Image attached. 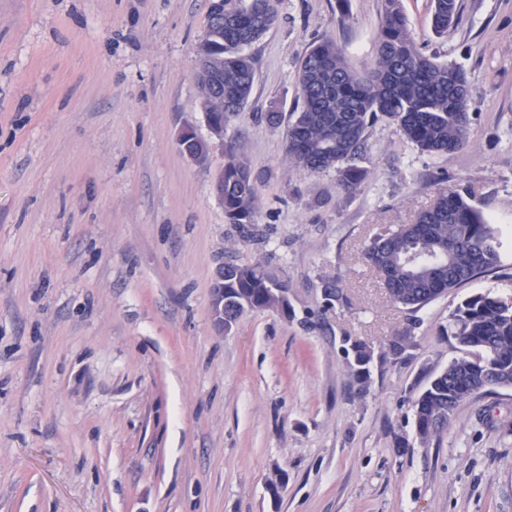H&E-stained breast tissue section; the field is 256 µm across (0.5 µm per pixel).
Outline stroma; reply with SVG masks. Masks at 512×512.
Here are the masks:
<instances>
[{
  "instance_id": "stroma-1",
  "label": "stroma",
  "mask_w": 512,
  "mask_h": 512,
  "mask_svg": "<svg viewBox=\"0 0 512 512\" xmlns=\"http://www.w3.org/2000/svg\"><path fill=\"white\" fill-rule=\"evenodd\" d=\"M402 2L419 46L467 74L470 141L432 155L377 122L347 194L291 167L265 114L295 110L297 62L323 37L369 69L380 0H349L344 21L336 0H279L220 143L195 85L208 0H0V512H512V389L426 444L413 407L463 354L456 307L512 295V0H459L444 36L430 0ZM183 128L209 141L205 164ZM229 142L265 176L245 230L212 190ZM462 188L500 231L498 267L409 314L363 244ZM222 261L275 270L290 315L220 331ZM350 339L374 350L363 384Z\"/></svg>"
}]
</instances>
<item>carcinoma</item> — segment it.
I'll return each mask as SVG.
<instances>
[{
  "instance_id": "obj_1",
  "label": "carcinoma",
  "mask_w": 512,
  "mask_h": 512,
  "mask_svg": "<svg viewBox=\"0 0 512 512\" xmlns=\"http://www.w3.org/2000/svg\"><path fill=\"white\" fill-rule=\"evenodd\" d=\"M278 0H224V17L210 8L207 37L198 54L224 81V101L207 108L217 125L245 108L254 83L246 48L274 24ZM380 30L372 67L359 73L333 39L311 46L298 66L301 107L288 117L285 155L309 175L333 172L353 194L367 178L359 165L368 129L383 120L421 151L454 153L468 143L471 90L465 72L417 46L402 0H381ZM457 0H432L430 24L439 34L458 22ZM224 215L231 224L255 223L263 175L234 143L225 145ZM469 192L450 191L411 224L374 233L363 258L391 300L410 312L491 271L498 262L497 230L473 206ZM291 311L288 282L261 263L224 264V320L238 321L248 308ZM454 337L465 356L448 364L414 400L416 434L426 443L441 435L464 400L512 383V297L476 294L452 314ZM356 376L369 377L373 349L350 344Z\"/></svg>"
}]
</instances>
